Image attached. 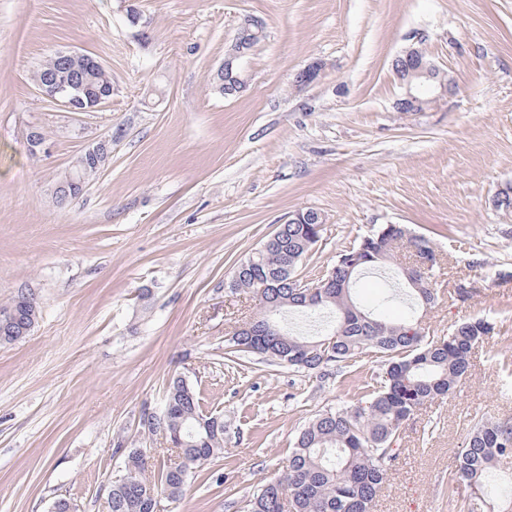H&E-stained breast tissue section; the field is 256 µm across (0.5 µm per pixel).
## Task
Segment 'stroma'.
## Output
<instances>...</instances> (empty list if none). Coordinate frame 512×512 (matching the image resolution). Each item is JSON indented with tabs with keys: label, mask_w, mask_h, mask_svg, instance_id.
<instances>
[{
	"label": "stroma",
	"mask_w": 512,
	"mask_h": 512,
	"mask_svg": "<svg viewBox=\"0 0 512 512\" xmlns=\"http://www.w3.org/2000/svg\"><path fill=\"white\" fill-rule=\"evenodd\" d=\"M0 0V302L20 289L41 316L0 346V512H51L61 498L106 512L127 448L169 456L141 424L185 378L229 425L224 456L196 468L167 512H237L285 466L319 411L361 401L357 374L297 372L255 355L224 360V341L257 311L230 292L234 267L288 216L322 214V238L299 268L316 278L344 246L383 224L431 238L439 300L416 312L386 270L356 302L392 322L445 336L469 318L495 333L465 379L420 408L375 512H464L448 475L479 418L512 421V0ZM265 24L244 59L242 93H215L240 17ZM422 47L454 88L421 112L395 107V57ZM61 50L112 74L99 112L59 111L31 79ZM321 63L319 78L294 85ZM51 133L27 150L29 126ZM122 129L112 156L66 206L52 197L86 139ZM464 288L462 299L448 294Z\"/></svg>",
	"instance_id": "stroma-1"
}]
</instances>
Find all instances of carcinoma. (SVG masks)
<instances>
[{
  "instance_id": "carcinoma-1",
  "label": "carcinoma",
  "mask_w": 512,
  "mask_h": 512,
  "mask_svg": "<svg viewBox=\"0 0 512 512\" xmlns=\"http://www.w3.org/2000/svg\"><path fill=\"white\" fill-rule=\"evenodd\" d=\"M69 69L55 53L33 71L39 84L66 81ZM88 98L112 87L105 67L85 71ZM302 223L280 224L267 248L260 249L234 269L229 288L251 292L260 311L246 329L234 328L226 339V360L242 354L259 355L297 371L320 374L330 366L341 369L370 354L379 366L376 383L365 385L368 401L317 414L299 432L280 476L261 486L245 502L243 512H374L388 466L396 457L401 427L426 402L449 394L465 377L472 349L493 332L482 318L464 321L447 336H429L421 324L393 323L357 306L352 290L358 277L394 263L399 248L419 255L433 252L431 240L412 233L403 224H385L359 243L342 250L316 288H293L288 280L321 239L314 224L317 211L300 212ZM413 299L429 305L437 298L433 279L413 268H400ZM288 309L305 317L334 310L340 320L322 334L306 338L284 331L274 313ZM39 317L31 294L20 291L0 304V345L25 338ZM142 425L165 436L180 449L158 473L149 472L147 455L131 448L124 455L123 484L112 485V512H152L158 495L180 499L192 469L224 454L227 423L220 414H207L199 392L186 380L170 381L164 406L148 412ZM512 460V422L487 419L477 423L458 454L455 471L448 474V500L458 486L470 490L468 512H485L487 475Z\"/></svg>"
}]
</instances>
